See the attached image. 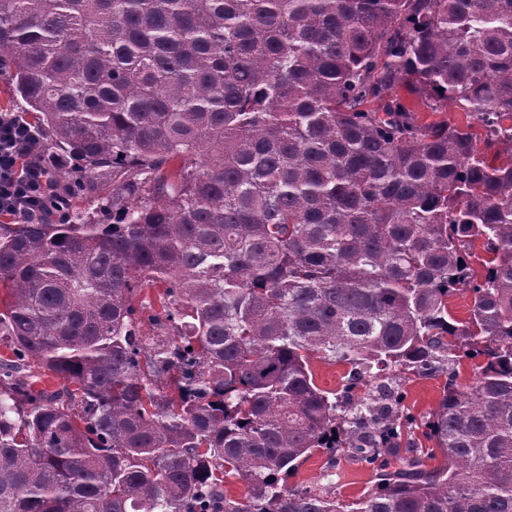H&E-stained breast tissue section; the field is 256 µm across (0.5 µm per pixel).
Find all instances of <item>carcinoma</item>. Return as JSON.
Wrapping results in <instances>:
<instances>
[{"instance_id": "1", "label": "carcinoma", "mask_w": 512, "mask_h": 512, "mask_svg": "<svg viewBox=\"0 0 512 512\" xmlns=\"http://www.w3.org/2000/svg\"><path fill=\"white\" fill-rule=\"evenodd\" d=\"M0 63L74 159L0 224V512H512V0H0ZM462 358L404 440L388 370ZM318 448L375 487H283ZM162 291L163 288H146L138 295L136 317L140 330L144 335H154L156 333V329H153L150 325L149 316L160 311L159 293ZM311 371L315 378V383L326 391L340 394L343 384L346 381V374L349 367L341 364L325 361L317 356L310 360Z\"/></svg>"}]
</instances>
